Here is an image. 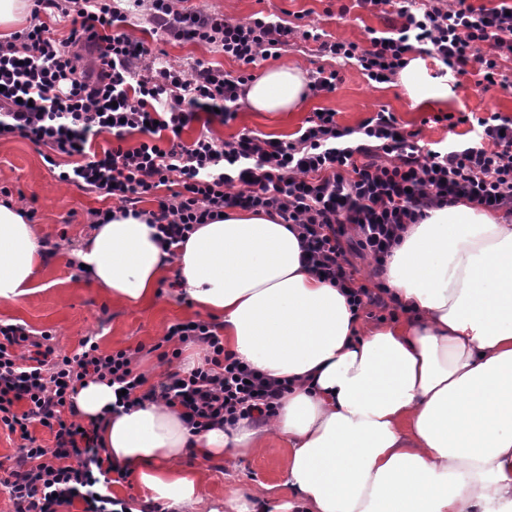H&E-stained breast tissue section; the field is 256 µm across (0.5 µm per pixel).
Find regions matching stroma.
I'll return each mask as SVG.
<instances>
[{
  "label": "stroma",
  "mask_w": 512,
  "mask_h": 512,
  "mask_svg": "<svg viewBox=\"0 0 512 512\" xmlns=\"http://www.w3.org/2000/svg\"><path fill=\"white\" fill-rule=\"evenodd\" d=\"M346 0H188L189 8L244 21L258 11L281 14L306 12L324 32L335 38L364 42L366 30L379 27L377 17L356 7L346 16L337 11ZM135 37L149 40L160 52V64L189 67L197 59L212 62L227 71H236L234 62L225 59L223 52L213 46L191 43H169L153 40L146 15L132 18L127 28ZM296 66L306 75L317 69L336 70L340 80L335 91L317 97H306L297 111L287 113L254 112L241 107L234 120L227 124H212L215 137L227 138L250 130L281 139H290L306 118L316 109L335 112L339 124L357 126L379 108L393 112L407 129L418 132L422 144L443 139L447 130L432 123L440 112H473L486 116L499 112L512 117V92L492 86L481 88L476 84L475 72L437 76L433 62H426V81L436 88L454 83L445 100L429 104H415L400 83L378 85L368 82L353 62L335 59L320 52L319 45L310 41L289 46L282 56L260 62L258 71L276 65ZM0 186L22 191L28 207L34 208L33 224L38 239L59 244L58 253L50 257L39 270L36 281L41 289L19 302H0V321L24 323L36 331H52L54 342L62 353L74 354L80 340L96 336L103 351L136 348L140 354L136 367L149 382H157L164 372L156 354L150 348L174 322L198 318L199 313L190 299L176 297L168 283L173 272H166L164 285L148 302L131 305L112 300L103 289L92 284L70 251L81 238L90 234L89 213L94 209L112 207V199L59 181L44 164L39 147L18 136L0 137ZM287 456L283 444L270 440L265 449L232 460L220 459L199 463L205 490L212 499H221L234 491L243 493L260 485H267L269 505L287 502L292 493L285 484Z\"/></svg>",
  "instance_id": "stroma-1"
}]
</instances>
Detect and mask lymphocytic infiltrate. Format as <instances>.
Instances as JSON below:
<instances>
[{
    "label": "lymphocytic infiltrate",
    "instance_id": "obj_1",
    "mask_svg": "<svg viewBox=\"0 0 512 512\" xmlns=\"http://www.w3.org/2000/svg\"><path fill=\"white\" fill-rule=\"evenodd\" d=\"M36 23L0 41V136L17 135L43 149L60 181L74 183L119 204L123 213L154 224L163 251L185 241L197 225L222 219L225 209L262 212L294 225L301 261L341 289L354 311L373 307L396 316L384 283H368L350 253L370 258L381 275L408 227L429 210L468 202L512 217V117L439 113L433 123L454 138L422 148L393 112L379 109L358 126L337 123L319 109L294 138L272 140L252 131L227 139L185 129L233 119L251 81V67L276 58L299 41L355 61L369 82L393 83L418 52L439 65V75L477 67L480 79L511 90L499 71L512 58V0L495 6L472 0H355L379 14L382 29L367 28L365 43L326 38L310 22L295 24L263 13L237 21L191 10L185 0H32ZM148 7L154 32L177 43L213 45L236 62L238 73L197 60L190 70L157 66L145 41L124 31L131 8ZM69 17L64 39L53 38L41 12ZM142 141L125 146L127 135ZM115 145L93 154L94 138ZM73 159L71 169L59 167ZM168 196H160V189ZM157 207L142 209L146 197ZM203 347V363L179 364L182 348ZM166 365L149 384L135 368V352L101 351L84 337L77 353L57 352L53 336L20 324H0V426L21 443L0 488L14 512H113V467L101 454L93 427L83 426L73 396L86 381L121 389L130 408L146 400L176 406L201 432L241 419L274 415L288 383L266 378L224 349L218 324L204 319L168 326L156 343ZM53 437L45 446L32 426Z\"/></svg>",
    "mask_w": 512,
    "mask_h": 512
}]
</instances>
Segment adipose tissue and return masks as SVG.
Returning a JSON list of instances; mask_svg holds the SVG:
<instances>
[{"instance_id": "1", "label": "adipose tissue", "mask_w": 512, "mask_h": 512, "mask_svg": "<svg viewBox=\"0 0 512 512\" xmlns=\"http://www.w3.org/2000/svg\"><path fill=\"white\" fill-rule=\"evenodd\" d=\"M307 78L281 65L249 83L254 112H292ZM291 225L248 210L198 225L174 254L145 220L116 216L75 250L112 298L150 300L168 269L205 315L221 320L228 352L290 383L261 426L243 419L191 434L177 408L114 409V389L86 382L80 417L164 512L204 505L197 470L209 461L288 443L279 512H512V224L470 204L410 225L387 263L404 320L361 328L339 288L300 261ZM46 257L16 207L0 204V301L34 292Z\"/></svg>"}]
</instances>
